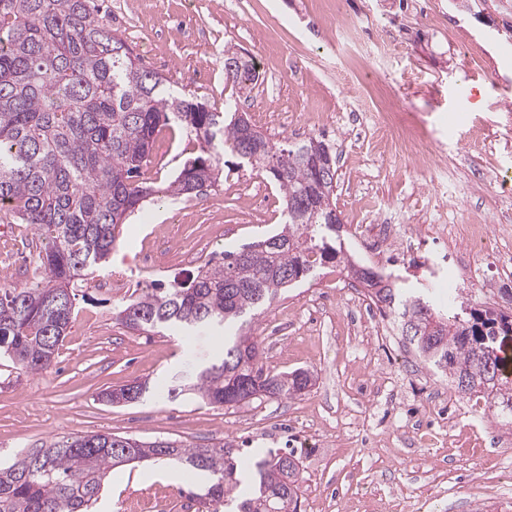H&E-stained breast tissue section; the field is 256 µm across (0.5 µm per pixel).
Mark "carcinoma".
Listing matches in <instances>:
<instances>
[{
	"instance_id": "carcinoma-1",
	"label": "carcinoma",
	"mask_w": 512,
	"mask_h": 512,
	"mask_svg": "<svg viewBox=\"0 0 512 512\" xmlns=\"http://www.w3.org/2000/svg\"><path fill=\"white\" fill-rule=\"evenodd\" d=\"M256 80L250 59L236 67L238 92ZM195 135L200 154L184 160L166 187L141 180L163 129ZM260 151L245 154L237 112H211L166 87L131 46L102 23L99 0H0V222L33 227L39 242L34 281L0 288V357L30 374L45 372L73 321L88 271L109 261L122 224L148 199L193 198L221 181L231 152L270 175L283 194L282 223L261 240L210 260L190 283L145 288L118 310L136 333L220 331V350L189 385L204 404L236 407L262 398H293L311 387L308 370L265 365L264 339L252 320L317 266L334 262L370 287L374 278L336 235V154L323 139L278 144L257 132ZM388 309L416 357L461 395L478 394L512 424V382L502 372L497 338L512 317L460 302L444 311L429 288L391 281L370 293ZM265 375L256 385L255 377ZM148 382L105 390L98 398L133 405ZM176 460L206 478L179 490L205 512H223L244 469L229 442L205 448L167 439L140 441L111 433L54 439L0 466V512H92L113 469ZM251 490L238 512H299L300 462L292 453L251 460Z\"/></svg>"
}]
</instances>
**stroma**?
I'll list each match as a JSON object with an SVG mask.
<instances>
[{"mask_svg": "<svg viewBox=\"0 0 512 512\" xmlns=\"http://www.w3.org/2000/svg\"><path fill=\"white\" fill-rule=\"evenodd\" d=\"M104 23L151 69L213 112L230 106L273 140L325 136L336 151V207L345 246L365 266L385 268L353 227L376 217L394 224H490L497 248L475 258L463 242L446 248L449 268L477 264L484 287L461 299L512 311V0H201L181 25L184 0H105ZM248 53L259 79L249 93L224 77V51ZM386 86L396 111L440 151L439 162L404 159L395 141L375 136L371 83ZM287 114L280 123L279 114ZM195 137L164 131L144 169L164 184L197 155ZM282 194L264 173L226 155L224 179L192 199L146 204L131 216L111 262L88 275L75 317L48 372L31 376L0 359V461L69 434L109 432L193 447L234 441L244 456L294 452L300 512L390 507L412 492L418 512H512V431L496 426L486 401L448 392L402 337L376 349L359 335L378 308L346 299L358 284L328 263L276 300L254 324L268 367L310 370L299 397L262 399L235 409L194 395L147 392L131 406L99 401L101 391L190 374L212 354L210 333L188 354L180 334L130 332L116 319L130 280L152 286L189 281L198 266L276 229ZM33 230L0 233V284H24L37 255ZM171 462L113 470L96 512L125 501L166 500L167 512H198L181 496L193 480Z\"/></svg>", "mask_w": 512, "mask_h": 512, "instance_id": "stroma-1", "label": "stroma"}]
</instances>
